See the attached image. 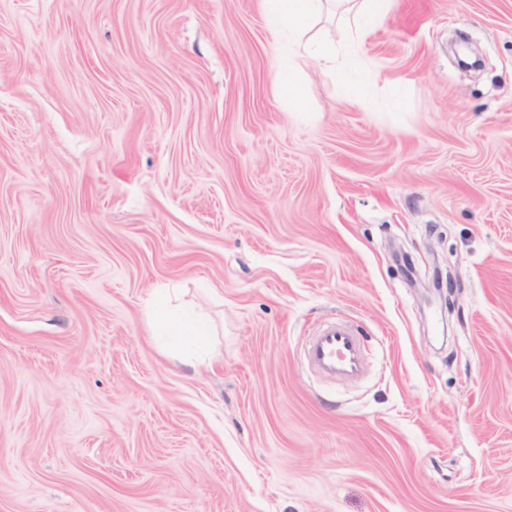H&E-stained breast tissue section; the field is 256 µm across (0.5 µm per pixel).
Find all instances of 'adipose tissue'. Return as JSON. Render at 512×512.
<instances>
[{"mask_svg": "<svg viewBox=\"0 0 512 512\" xmlns=\"http://www.w3.org/2000/svg\"><path fill=\"white\" fill-rule=\"evenodd\" d=\"M266 13L275 29L288 33L294 49L326 63H335L337 48L334 39L312 36V28L325 12L351 11L363 15L368 22H381L387 0H263ZM156 317L160 329L177 343L204 349L210 334L208 317L204 312L176 313L171 295H162L156 302Z\"/></svg>", "mask_w": 512, "mask_h": 512, "instance_id": "ef3b65f1", "label": "adipose tissue"}]
</instances>
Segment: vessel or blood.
<instances>
[{
    "mask_svg": "<svg viewBox=\"0 0 512 512\" xmlns=\"http://www.w3.org/2000/svg\"><path fill=\"white\" fill-rule=\"evenodd\" d=\"M307 356L310 364L329 378L357 376L364 360L358 337L336 323L328 324L311 340Z\"/></svg>",
    "mask_w": 512,
    "mask_h": 512,
    "instance_id": "vessel-or-blood-1",
    "label": "vessel or blood"
}]
</instances>
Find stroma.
<instances>
[{
  "label": "stroma",
  "instance_id": "1",
  "mask_svg": "<svg viewBox=\"0 0 512 512\" xmlns=\"http://www.w3.org/2000/svg\"><path fill=\"white\" fill-rule=\"evenodd\" d=\"M387 10L335 73L262 0H0V512H512V0ZM177 295H162L156 302V317L160 329L183 346L204 350L207 336H210L209 321L202 311L175 313ZM307 356L310 364L329 378L357 376L364 360L358 337L336 323L328 324L311 340Z\"/></svg>",
  "mask_w": 512,
  "mask_h": 512
}]
</instances>
